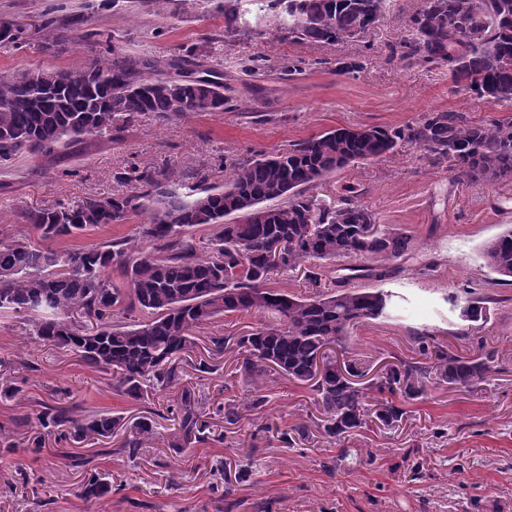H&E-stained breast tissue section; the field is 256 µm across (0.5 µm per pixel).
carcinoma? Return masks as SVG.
<instances>
[{
	"label": "carcinoma",
	"mask_w": 512,
	"mask_h": 512,
	"mask_svg": "<svg viewBox=\"0 0 512 512\" xmlns=\"http://www.w3.org/2000/svg\"><path fill=\"white\" fill-rule=\"evenodd\" d=\"M276 26L294 41L334 44L362 38L380 20L390 0H264ZM239 0H224V31L241 33L247 22ZM20 28L0 18V42L14 43ZM85 42L95 54L88 81L65 82L64 71L36 67L0 74V161L64 146L81 136L101 137L118 122L151 117L170 122L197 112L234 107L224 84L189 71L200 67L194 51L163 61L115 54L110 40ZM390 57L412 66L446 64L455 81L476 99L512 102V0H423L410 30L391 47ZM415 143L433 160L448 163L474 185L512 182V118L473 123L461 112L428 113L407 127H339L276 153H257L235 164L222 187L183 190L162 171L132 163L118 179L136 183L134 194L104 195L82 204L56 203L26 214L31 234L0 231V309L38 312L28 336L77 354L88 365L112 371L113 387L139 400L146 388L164 389L180 376V361L195 346L193 330L235 312L269 314L243 336L215 338V352L233 345L243 354L235 366L254 395L244 406H224V421L238 424L264 407L268 377L277 374L309 384L325 418L318 425L332 444L368 425L367 399L376 396L373 417L385 426L408 414L405 403L428 386L473 388L495 372L491 349L463 355L419 333L417 361L398 360L384 373L363 380L356 364H336L332 346L345 347L350 327L387 315L392 295L348 287L361 277L382 279L383 265L350 267L326 276V263L344 258L386 261L402 253L409 235L378 230L355 197H330L316 188L354 160L371 161ZM145 214L128 244L61 252L42 242L77 236L101 224H124ZM211 231L201 245L188 230ZM151 248H146V245ZM487 268L512 278V229L483 251ZM118 267L125 286L112 283ZM304 268L319 291L310 296L268 287L272 276ZM330 281L322 291L323 277ZM323 371H318V366ZM179 422L169 447L175 452L205 440L198 402L182 396L170 409ZM42 428L67 427L76 443L90 436L123 432V451L140 454L156 438L149 418L130 422L110 413L77 416L67 407L46 406ZM286 448L304 438V424L276 429ZM107 482L88 481L81 496L102 499Z\"/></svg>",
	"instance_id": "obj_1"
}]
</instances>
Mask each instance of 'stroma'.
Listing matches in <instances>:
<instances>
[{
    "label": "stroma",
    "instance_id": "1",
    "mask_svg": "<svg viewBox=\"0 0 512 512\" xmlns=\"http://www.w3.org/2000/svg\"><path fill=\"white\" fill-rule=\"evenodd\" d=\"M423 0H390L389 8L364 38L334 45L294 42L254 0H240L246 34L224 35V14L215 0H170L165 10L150 0H0V17L18 23V42L0 43V74L36 66L74 73L93 55L83 41L98 31L128 52L164 58L204 46L235 107L198 112L160 124L149 118L120 123L104 137H89L51 153L22 154L0 162V229L28 231L27 211L55 203L78 204L102 194L130 193L133 184L115 175L136 163L165 171L173 181L220 186L226 168L255 152H273L339 126L404 127L427 113L450 110L474 121L512 117V105L475 99L444 66H406L389 56L407 35ZM54 13L58 40L41 31ZM271 69L245 75L250 57ZM301 60V73L287 76L284 63ZM355 60L356 75L337 74ZM361 190L360 198L382 229L410 237L405 252L387 263L384 280L358 278L352 285L393 296L387 318L350 330L346 359L377 367L395 358L414 361L416 332L426 330L452 349L470 355L495 350L497 371L476 391L427 388L409 404L397 426L371 424L346 440L350 456L336 471L322 463L336 447L318 430L323 409L309 385L279 377L269 402L234 426L224 406L243 403L250 386L235 374L238 353H211L212 341L242 336L263 323L244 313L218 317L194 329L197 348L168 388L135 401L112 387V374L92 368L75 354L28 340L26 314L0 311V512H512V284L483 264L482 250L512 227V183L482 186L460 180L447 164L434 162L406 144L371 162H354L329 176L320 193L339 196ZM137 221L107 224L78 237L50 240L49 248L77 251L132 237ZM489 299L477 334L462 335L459 318L468 298L463 287ZM212 365L199 374L194 361ZM198 400L210 428L205 441L181 453L168 448L173 426L169 406L182 392ZM46 406H70L77 414L110 411L134 420L162 415L157 438L137 457L119 451L120 437L76 444L46 432L37 419ZM28 415L27 426L14 419ZM306 424L295 447L257 439L256 427ZM93 455L72 466L69 452ZM111 484V493L86 500L80 489L90 479ZM233 484V510L224 507V487Z\"/></svg>",
    "mask_w": 512,
    "mask_h": 512
}]
</instances>
